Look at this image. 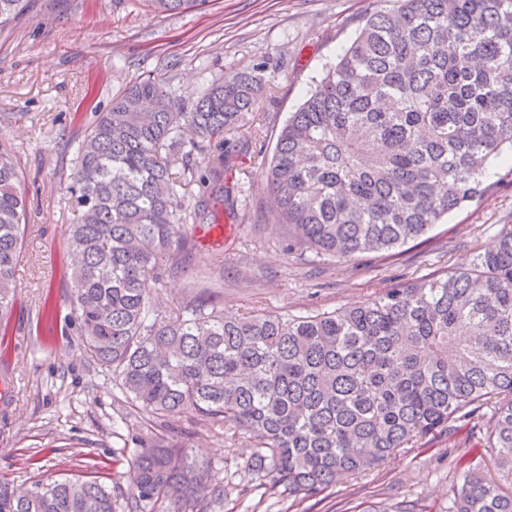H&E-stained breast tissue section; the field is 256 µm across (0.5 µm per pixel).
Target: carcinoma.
Wrapping results in <instances>:
<instances>
[{
	"instance_id": "cac0c4a2",
	"label": "carcinoma",
	"mask_w": 512,
	"mask_h": 512,
	"mask_svg": "<svg viewBox=\"0 0 512 512\" xmlns=\"http://www.w3.org/2000/svg\"><path fill=\"white\" fill-rule=\"evenodd\" d=\"M156 14L206 0H147ZM30 0H0V28ZM265 67L214 81L189 107L167 84H130L78 148L68 225L72 314L83 354L161 423L188 414L254 443L249 469L294 496L359 475L399 448L485 407L487 444L512 475V224L494 250L354 306L241 317L186 304L155 314L154 291L189 247L193 180L224 198V150L265 83ZM217 144L209 152L202 142ZM199 154L191 165L188 159ZM512 154V0H383L292 113L269 163L268 211L305 249L347 261L390 252L494 191ZM182 167H177V164ZM25 201L0 151V312L14 298ZM458 462L448 512H512V493ZM128 512H216L223 481L164 437L138 449ZM93 476L0 481V512H116Z\"/></svg>"
}]
</instances>
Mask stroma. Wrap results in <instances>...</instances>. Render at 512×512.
Segmentation results:
<instances>
[{
    "mask_svg": "<svg viewBox=\"0 0 512 512\" xmlns=\"http://www.w3.org/2000/svg\"><path fill=\"white\" fill-rule=\"evenodd\" d=\"M379 0H206L158 15L145 0H34L0 31V146L19 174L26 201L23 253L14 302L0 316V478L18 487L61 475H94L132 496L134 438L177 436L224 481L223 512H448L458 461L477 460L512 492L486 441L477 410L455 432L399 449L375 469L311 496H292L249 470L253 448L228 425L185 416L155 424L128 403L78 348L71 318L68 231L76 223L67 187L75 151L95 113L131 82L165 81L192 103L231 69L268 61L271 81L243 129L246 144L214 206L216 234L178 255L155 292L156 312L175 317L206 301L225 315L306 316L380 295L395 278H428L491 249L512 224V168L503 157L488 182L495 192L449 214L422 243L396 255L364 253L339 262L286 253L287 225L270 215L266 163L292 112L354 38Z\"/></svg>",
    "mask_w": 512,
    "mask_h": 512,
    "instance_id": "obj_1",
    "label": "stroma"
}]
</instances>
